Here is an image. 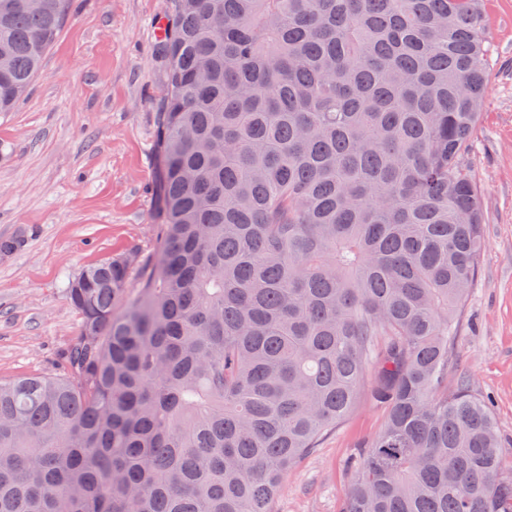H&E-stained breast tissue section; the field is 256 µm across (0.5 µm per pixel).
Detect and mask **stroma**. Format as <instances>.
Instances as JSON below:
<instances>
[{"mask_svg":"<svg viewBox=\"0 0 512 512\" xmlns=\"http://www.w3.org/2000/svg\"><path fill=\"white\" fill-rule=\"evenodd\" d=\"M175 0H71L42 69L0 113V381L61 372L78 312L64 285L89 265L157 247L153 151L165 65L154 51ZM488 93L461 159L486 247L458 320L448 388L491 403L512 471V0H485ZM384 408L361 400L288 473L273 512H341Z\"/></svg>","mask_w":512,"mask_h":512,"instance_id":"obj_1","label":"stroma"}]
</instances>
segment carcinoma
Returning a JSON list of instances; mask_svg holds the SVG:
<instances>
[{
	"label": "carcinoma",
	"instance_id": "1",
	"mask_svg": "<svg viewBox=\"0 0 512 512\" xmlns=\"http://www.w3.org/2000/svg\"><path fill=\"white\" fill-rule=\"evenodd\" d=\"M28 3L0 0V112L69 7ZM485 42L480 0H176L157 248L68 281L62 373L0 382V512H273L363 395L343 512H512L492 414L448 393Z\"/></svg>",
	"mask_w": 512,
	"mask_h": 512
}]
</instances>
